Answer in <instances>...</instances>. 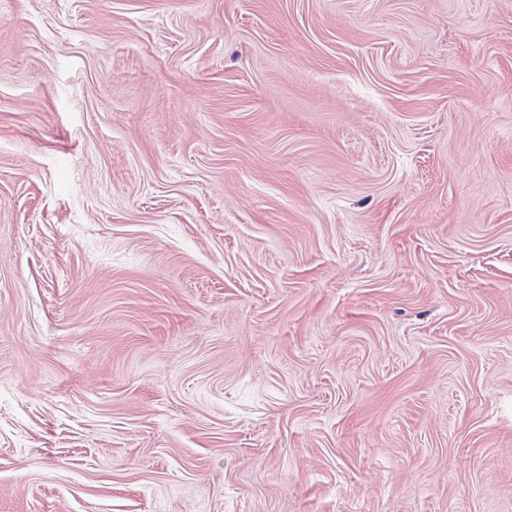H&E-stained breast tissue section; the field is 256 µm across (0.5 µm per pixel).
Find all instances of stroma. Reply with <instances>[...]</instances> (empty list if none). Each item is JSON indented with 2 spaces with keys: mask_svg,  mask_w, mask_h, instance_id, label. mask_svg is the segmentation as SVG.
<instances>
[{
  "mask_svg": "<svg viewBox=\"0 0 512 512\" xmlns=\"http://www.w3.org/2000/svg\"><path fill=\"white\" fill-rule=\"evenodd\" d=\"M0 512H512V0H0Z\"/></svg>",
  "mask_w": 512,
  "mask_h": 512,
  "instance_id": "35a3bbf8",
  "label": "stroma"
}]
</instances>
